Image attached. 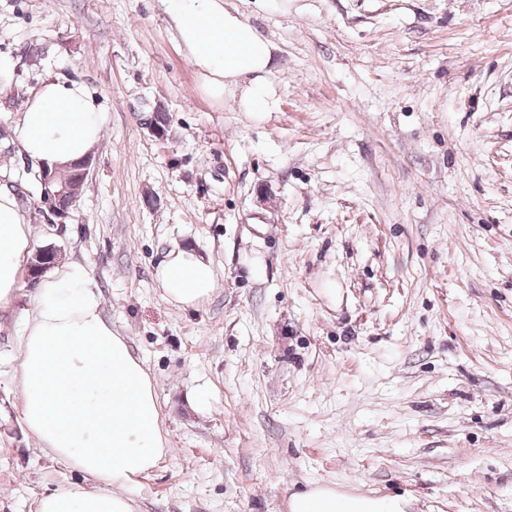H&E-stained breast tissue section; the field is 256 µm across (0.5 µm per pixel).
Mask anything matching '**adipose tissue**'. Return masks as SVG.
<instances>
[{
    "mask_svg": "<svg viewBox=\"0 0 512 512\" xmlns=\"http://www.w3.org/2000/svg\"><path fill=\"white\" fill-rule=\"evenodd\" d=\"M207 93L238 92L245 112L274 104V44L224 0H161ZM106 114L80 82L50 78L9 117L21 152L65 168L90 155ZM32 227L14 193L0 189V310L21 287ZM157 277L166 299L194 307L217 274L195 252L172 249ZM15 383L26 430L54 459L85 475L43 493L36 512H137L133 480L167 452L159 405L144 364L103 316L102 296L80 264L64 262L40 281L21 329ZM290 512H402L400 499L314 487L291 496Z\"/></svg>",
    "mask_w": 512,
    "mask_h": 512,
    "instance_id": "ef3b65f1",
    "label": "adipose tissue"
}]
</instances>
